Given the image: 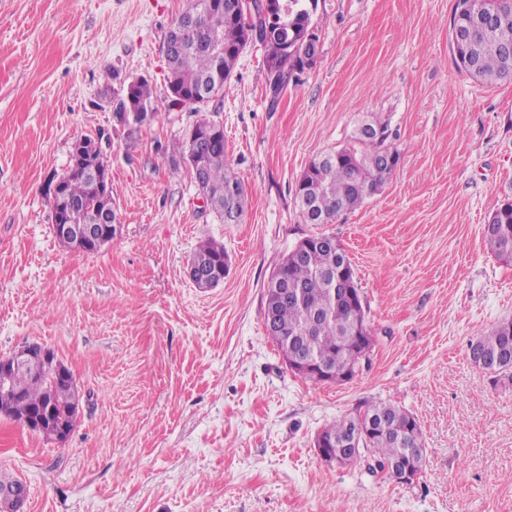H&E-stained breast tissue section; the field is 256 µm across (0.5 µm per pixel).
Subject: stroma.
Listing matches in <instances>:
<instances>
[{
	"instance_id": "obj_1",
	"label": "stroma",
	"mask_w": 512,
	"mask_h": 512,
	"mask_svg": "<svg viewBox=\"0 0 512 512\" xmlns=\"http://www.w3.org/2000/svg\"><path fill=\"white\" fill-rule=\"evenodd\" d=\"M455 3L318 0V62L277 104L254 48L196 111L170 105L163 53L185 0H0V355L44 344L80 392L62 443L0 415V477L26 484L25 512H512V383L469 358L512 319V262L483 237L512 200V79L458 70ZM140 76L157 114L132 130L103 100ZM370 112L390 121L393 175L334 223H304L300 177ZM201 116L224 128L241 223H219L171 162ZM94 135L117 233L86 254L58 243L47 183ZM316 234L346 249L374 338L342 384L292 374L265 331L273 270ZM207 236L229 270L202 290L186 261ZM380 400L421 425L414 484L326 465L314 447Z\"/></svg>"
}]
</instances>
